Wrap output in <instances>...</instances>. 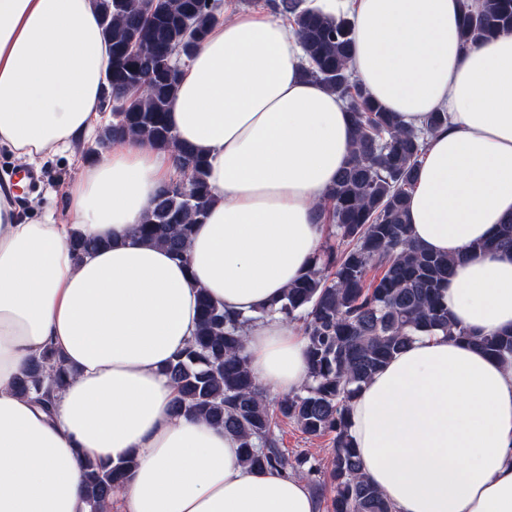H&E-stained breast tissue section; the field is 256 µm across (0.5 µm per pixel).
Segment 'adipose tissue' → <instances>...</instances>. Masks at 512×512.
Returning a JSON list of instances; mask_svg holds the SVG:
<instances>
[{
    "mask_svg": "<svg viewBox=\"0 0 512 512\" xmlns=\"http://www.w3.org/2000/svg\"><path fill=\"white\" fill-rule=\"evenodd\" d=\"M309 2L351 17V70L402 123L447 112L409 196V236L456 258L454 323L512 330V252L471 251L512 221V30L466 47L458 0ZM108 62L93 0H0V147L34 164L92 139ZM302 63L282 19L233 11L181 67L168 120L207 158L214 196L185 260L138 232L174 152L115 141L70 179L60 212L21 213V182H0V512H90L85 461L131 453L137 467L100 512H318L300 476L247 467L235 438L175 413L165 373L204 288L248 320L260 387L285 396L308 378L302 332L257 314L318 252V206L354 126ZM75 233L112 245L78 260ZM49 346L72 377L46 413L14 381ZM349 433L397 512H512V356L418 336L351 401Z\"/></svg>",
    "mask_w": 512,
    "mask_h": 512,
    "instance_id": "ef3b65f1",
    "label": "adipose tissue"
}]
</instances>
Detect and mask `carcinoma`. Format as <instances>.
<instances>
[{"instance_id":"carcinoma-1","label":"carcinoma","mask_w":512,"mask_h":512,"mask_svg":"<svg viewBox=\"0 0 512 512\" xmlns=\"http://www.w3.org/2000/svg\"><path fill=\"white\" fill-rule=\"evenodd\" d=\"M110 60L102 107L112 120L98 131L106 146L129 136L178 155L179 172L155 197L139 232L185 258L197 225L213 202L207 162L178 142L168 121L179 68L189 60L217 17L211 0H95ZM300 42L304 73L347 104L355 140L320 214L336 243L323 245L310 269L286 290L278 313L301 323L309 362L307 383L270 401L255 382L244 350L248 321L231 317L198 295L195 335L166 374L178 397L174 409L224 428L239 442L242 462L255 469L278 467L326 485L320 466L301 455L289 459L276 428L282 419L310 436H332L329 478L331 512H395L361 472L349 435L350 402L372 376L421 333L442 332L467 341L492 357L512 355V332L476 335L453 324L444 288L454 260L425 252L408 236L407 199L429 135L448 124L444 111L430 113L419 129L404 127L356 82L349 62L353 25L310 10L304 0H268ZM461 39L466 45L512 29V0H483L473 9L461 0ZM512 251V223L502 224L474 251ZM377 275L368 277L369 272ZM69 369L49 348L16 378L15 390L52 408L51 389L63 386ZM134 457L116 463L88 460L86 495L92 512L124 485Z\"/></svg>"}]
</instances>
